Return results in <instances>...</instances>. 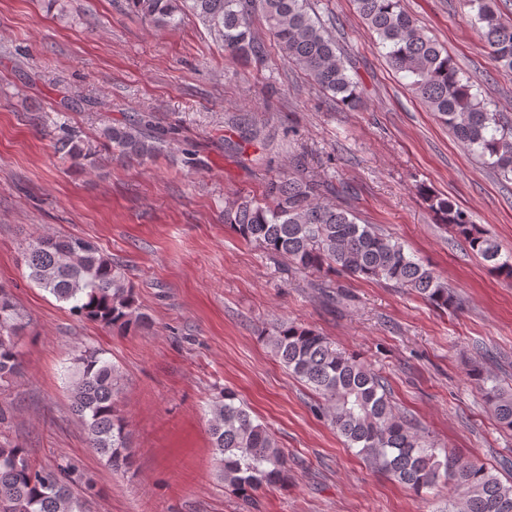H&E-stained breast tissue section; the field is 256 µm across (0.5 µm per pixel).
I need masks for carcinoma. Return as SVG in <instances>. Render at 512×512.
Returning a JSON list of instances; mask_svg holds the SVG:
<instances>
[{
    "mask_svg": "<svg viewBox=\"0 0 512 512\" xmlns=\"http://www.w3.org/2000/svg\"><path fill=\"white\" fill-rule=\"evenodd\" d=\"M356 12L386 49L391 67L411 79V89L452 129L470 151L487 158L512 177V126L490 111L461 75L436 39L420 29L401 0H353ZM156 27H174L195 17L224 46L231 59L261 60L265 43L255 33L259 17L288 63L330 100L348 108L360 104L350 63L336 46L309 0H127ZM479 24L480 37L496 62L512 70V23L502 21L495 0H466ZM175 128L153 124L136 114L122 125H108L99 138L109 157L142 164L159 154ZM55 149L74 165L92 166L91 149L75 129L58 126ZM300 154L291 171L265 182L262 198H239L224 208V223L267 252L288 257L308 270L382 279L414 291L438 309L454 298L435 272L405 251L398 241L371 224H359L338 201L342 189L329 179L307 175ZM429 206L469 248L512 278V257L501 256L496 240L449 199L427 195ZM22 259L28 277L78 316L126 333L146 325L124 269L92 242L39 236L26 245ZM25 324L10 295L0 288V381L21 373L18 338ZM267 340L274 356L325 401L324 414L350 448L390 473L403 486L422 494L441 484L453 489L440 512H512V483L459 456L441 454L403 415L394 411L386 387L358 358L336 350L312 328L278 324ZM486 403L505 428L512 429V392L482 371L475 373ZM122 375L103 353L86 347L69 376L71 407L90 447L112 468L134 465L127 421L118 404ZM208 431L224 485L244 500L261 490L288 483V461L267 426L256 421L238 395L224 389L210 409ZM97 494L92 479L66 461L39 467L26 449L0 445V512H87Z\"/></svg>",
    "mask_w": 512,
    "mask_h": 512,
    "instance_id": "1",
    "label": "carcinoma"
}]
</instances>
